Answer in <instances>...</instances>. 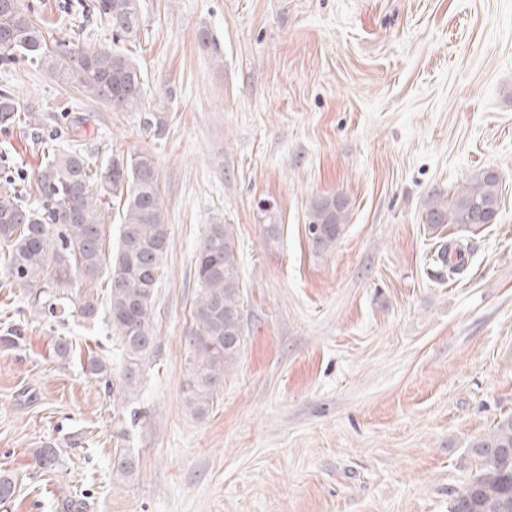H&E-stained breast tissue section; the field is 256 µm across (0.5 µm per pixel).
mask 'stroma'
<instances>
[{"label": "stroma", "mask_w": 512, "mask_h": 512, "mask_svg": "<svg viewBox=\"0 0 512 512\" xmlns=\"http://www.w3.org/2000/svg\"><path fill=\"white\" fill-rule=\"evenodd\" d=\"M51 38L119 49L141 66L148 110L115 112L23 59L0 61L18 123L0 127V177L32 179L43 142L92 163L154 160L170 244L153 323L160 352L112 398L86 371L119 369L105 318L51 326L0 274V512H448L468 446L512 414V0H140L134 40L93 0H23ZM208 31L211 44L201 43ZM485 170L494 223L424 218ZM348 203L335 248L314 252L309 205ZM280 225L278 239L264 235ZM238 245L245 345L206 415L187 410L185 335L208 225ZM467 246L440 279V242ZM73 343L53 358L55 336ZM64 466L36 475L37 448ZM137 456L118 479L115 450Z\"/></svg>", "instance_id": "35a3bbf8"}]
</instances>
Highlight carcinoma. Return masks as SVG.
<instances>
[{
    "label": "carcinoma",
    "instance_id": "carcinoma-1",
    "mask_svg": "<svg viewBox=\"0 0 512 512\" xmlns=\"http://www.w3.org/2000/svg\"><path fill=\"white\" fill-rule=\"evenodd\" d=\"M112 35L134 39L140 33L138 0H97L94 5ZM17 30L11 45H0V58L16 55L31 65L44 67L75 83L85 95L120 112H141L145 134L155 138L164 122L145 112L146 80L138 64L119 50L74 45L58 51L42 22L13 0L9 10L0 6V31ZM20 112L15 96L0 92V126L13 124ZM39 205L31 208L11 188L0 185V247L4 271L11 281L26 288L31 306L58 324L69 319L91 322L99 315L97 297L86 292L68 295L75 282L98 283L107 278L108 319L122 346L120 377L114 378L106 361L89 358L87 371L104 384L116 386L121 397L136 391L144 372L159 354L152 309L162 266L169 248L159 194V175L148 154L112 157L95 169L80 149L52 146L34 177ZM119 201V237L116 251L106 252L105 212ZM499 208V177L490 170L463 187L452 202L441 192L431 195L424 223L433 231L449 224H491ZM347 202L334 196L310 204L309 241L317 253L336 246L346 221ZM433 263L444 274L463 268L466 253L447 242L434 252ZM197 291L191 309L188 374L183 385L184 405L202 416L213 405L224 384V368L237 360L245 341L243 304L240 301L238 252L230 225L210 224L195 259ZM53 356L67 360L73 345L56 337ZM475 470L455 492L449 512H512V416L497 421L492 432L469 446ZM36 469L55 472L60 449L52 446L34 452ZM112 470L121 479L138 471V459L122 449L114 453Z\"/></svg>",
    "mask_w": 512,
    "mask_h": 512
}]
</instances>
